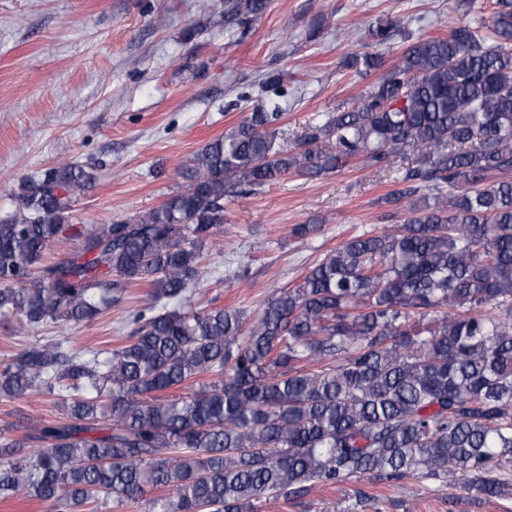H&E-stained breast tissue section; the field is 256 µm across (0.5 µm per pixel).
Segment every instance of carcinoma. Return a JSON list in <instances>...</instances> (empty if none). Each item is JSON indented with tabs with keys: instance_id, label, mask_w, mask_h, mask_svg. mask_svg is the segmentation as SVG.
Listing matches in <instances>:
<instances>
[{
	"instance_id": "cac0c4a2",
	"label": "carcinoma",
	"mask_w": 512,
	"mask_h": 512,
	"mask_svg": "<svg viewBox=\"0 0 512 512\" xmlns=\"http://www.w3.org/2000/svg\"><path fill=\"white\" fill-rule=\"evenodd\" d=\"M267 0H225L229 21ZM393 21L367 38L387 44ZM380 53L345 67L376 70ZM257 109L200 148L184 189L111 224L69 223L94 173L59 163L23 181L0 221V316L38 329L92 323L150 288L116 344L38 339L0 366V400L60 391L61 417L0 433V498L54 512L112 499L150 512H262L271 499L364 478H469L512 494V0L402 47L349 111L288 150ZM399 223L348 238L249 320L191 303L224 200L295 174L390 172ZM70 253L47 257L55 241ZM199 377V390L168 396Z\"/></svg>"
}]
</instances>
